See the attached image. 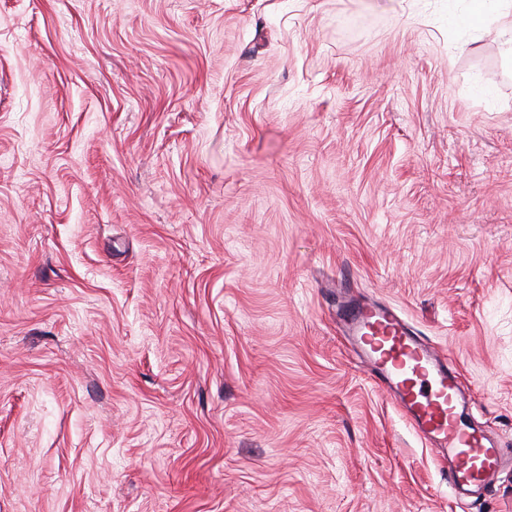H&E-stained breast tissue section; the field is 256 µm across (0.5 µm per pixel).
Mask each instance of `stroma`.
I'll list each match as a JSON object with an SVG mask.
<instances>
[{"instance_id": "obj_1", "label": "stroma", "mask_w": 512, "mask_h": 512, "mask_svg": "<svg viewBox=\"0 0 512 512\" xmlns=\"http://www.w3.org/2000/svg\"><path fill=\"white\" fill-rule=\"evenodd\" d=\"M0 0V512L458 498L342 335L396 310L512 454V13Z\"/></svg>"}]
</instances>
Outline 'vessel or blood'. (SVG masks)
I'll use <instances>...</instances> for the list:
<instances>
[{
  "label": "vessel or blood",
  "mask_w": 512,
  "mask_h": 512,
  "mask_svg": "<svg viewBox=\"0 0 512 512\" xmlns=\"http://www.w3.org/2000/svg\"><path fill=\"white\" fill-rule=\"evenodd\" d=\"M345 330L362 350L367 368L405 411L413 429L435 445L448 464V484L462 497L490 494L506 458L464 415L457 376L437 348L422 342L389 309L345 311Z\"/></svg>",
  "instance_id": "1"
}]
</instances>
